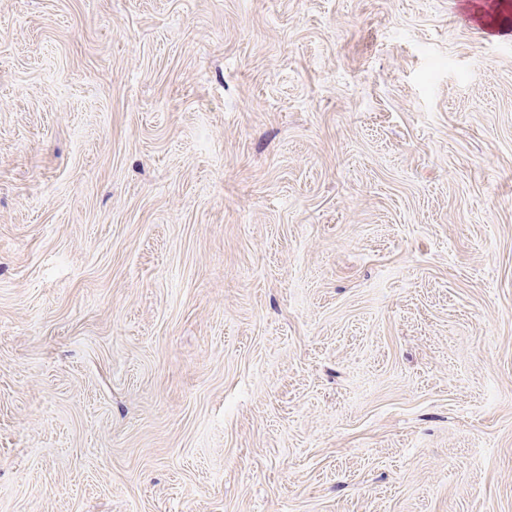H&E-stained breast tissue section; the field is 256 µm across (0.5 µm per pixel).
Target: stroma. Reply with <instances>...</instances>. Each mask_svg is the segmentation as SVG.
I'll return each mask as SVG.
<instances>
[{
    "label": "stroma",
    "instance_id": "obj_1",
    "mask_svg": "<svg viewBox=\"0 0 512 512\" xmlns=\"http://www.w3.org/2000/svg\"><path fill=\"white\" fill-rule=\"evenodd\" d=\"M0 512H512V0H0Z\"/></svg>",
    "mask_w": 512,
    "mask_h": 512
}]
</instances>
